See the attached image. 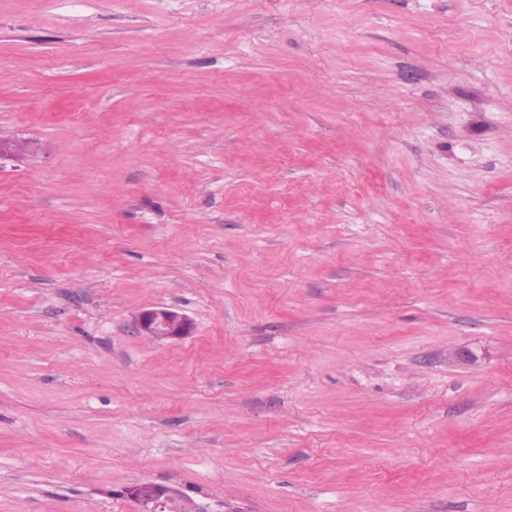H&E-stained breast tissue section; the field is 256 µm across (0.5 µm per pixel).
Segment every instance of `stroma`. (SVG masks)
Instances as JSON below:
<instances>
[{
	"mask_svg": "<svg viewBox=\"0 0 512 512\" xmlns=\"http://www.w3.org/2000/svg\"><path fill=\"white\" fill-rule=\"evenodd\" d=\"M1 136L0 512H512V0H0ZM135 329L144 336L180 340L192 335L193 322L184 313L170 307L153 306L134 318Z\"/></svg>",
	"mask_w": 512,
	"mask_h": 512,
	"instance_id": "35a3bbf8",
	"label": "stroma"
}]
</instances>
